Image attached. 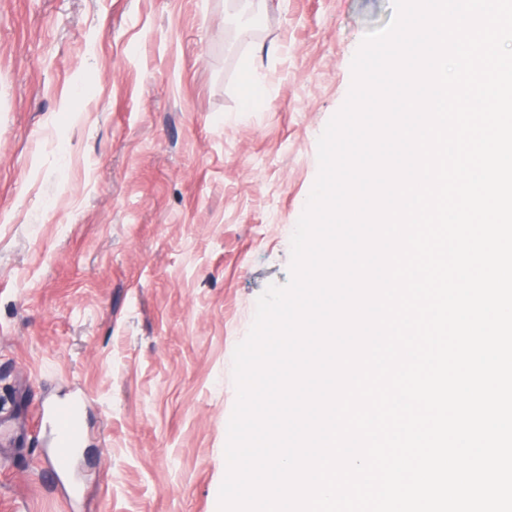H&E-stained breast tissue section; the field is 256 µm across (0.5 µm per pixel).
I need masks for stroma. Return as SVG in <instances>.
I'll return each instance as SVG.
<instances>
[{
	"label": "stroma",
	"instance_id": "1",
	"mask_svg": "<svg viewBox=\"0 0 512 512\" xmlns=\"http://www.w3.org/2000/svg\"><path fill=\"white\" fill-rule=\"evenodd\" d=\"M253 9L0 0V512H218L234 349L290 278L318 138L393 15ZM73 388L75 508L35 439Z\"/></svg>",
	"mask_w": 512,
	"mask_h": 512
}]
</instances>
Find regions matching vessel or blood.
<instances>
[{"label": "vessel or blood", "mask_w": 512, "mask_h": 512, "mask_svg": "<svg viewBox=\"0 0 512 512\" xmlns=\"http://www.w3.org/2000/svg\"><path fill=\"white\" fill-rule=\"evenodd\" d=\"M85 398L80 392H73L68 403H61L55 399L43 400L37 412V422L39 429L60 435L67 433L69 441L66 446H56L47 453L46 464L52 473L67 472L71 467V458L74 448H77L81 433L80 428L73 417L76 408L82 406Z\"/></svg>", "instance_id": "1"}]
</instances>
